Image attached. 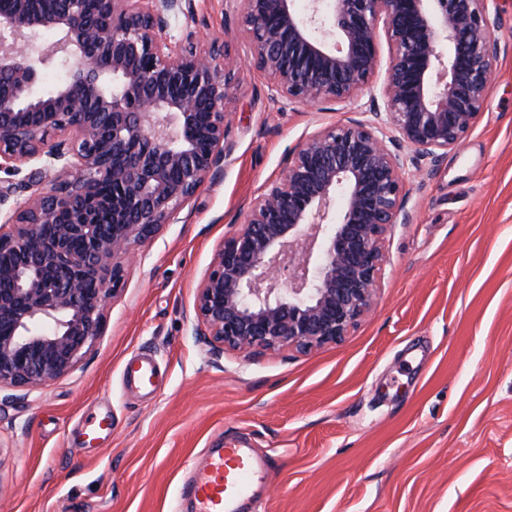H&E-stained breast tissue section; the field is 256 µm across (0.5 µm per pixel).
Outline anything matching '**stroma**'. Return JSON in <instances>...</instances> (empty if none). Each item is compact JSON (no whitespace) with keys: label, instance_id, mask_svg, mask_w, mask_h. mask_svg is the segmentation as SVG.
<instances>
[{"label":"stroma","instance_id":"1","mask_svg":"<svg viewBox=\"0 0 512 512\" xmlns=\"http://www.w3.org/2000/svg\"><path fill=\"white\" fill-rule=\"evenodd\" d=\"M244 7L193 0L178 18L239 63L229 153L143 243L74 368L0 401V512H187L180 486L227 439L269 461L260 512H512V0L479 118L409 177L373 312L335 345L217 359L189 320L214 253L290 150L370 104L271 99ZM140 352L159 367L150 394L122 383ZM96 419L112 431L90 443Z\"/></svg>","mask_w":512,"mask_h":512}]
</instances>
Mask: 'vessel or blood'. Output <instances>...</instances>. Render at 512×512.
<instances>
[{
  "instance_id": "vessel-or-blood-1",
  "label": "vessel or blood",
  "mask_w": 512,
  "mask_h": 512,
  "mask_svg": "<svg viewBox=\"0 0 512 512\" xmlns=\"http://www.w3.org/2000/svg\"><path fill=\"white\" fill-rule=\"evenodd\" d=\"M156 366L152 358L129 361L123 380L127 387L153 391ZM263 467L248 449L230 442L212 449L197 465L186 492L196 512H237L239 503L247 498L252 485L261 478Z\"/></svg>"
}]
</instances>
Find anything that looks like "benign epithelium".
<instances>
[{"label":"benign epithelium","instance_id":"7a95c632","mask_svg":"<svg viewBox=\"0 0 512 512\" xmlns=\"http://www.w3.org/2000/svg\"><path fill=\"white\" fill-rule=\"evenodd\" d=\"M186 2L96 0L95 23L88 0L0 10V171L58 173L49 193L21 180L26 196L0 214V390L11 399L72 370L137 246L221 170L234 71L217 70L219 49L197 50L193 32H173ZM245 2L254 65L289 103L356 99L376 69L380 17L393 54L369 118L297 146L214 254L191 331L218 359L335 344L371 312L383 240L410 220L407 167L421 173L459 145L497 63V0ZM57 64L66 81L43 88Z\"/></svg>","mask_w":512,"mask_h":512}]
</instances>
